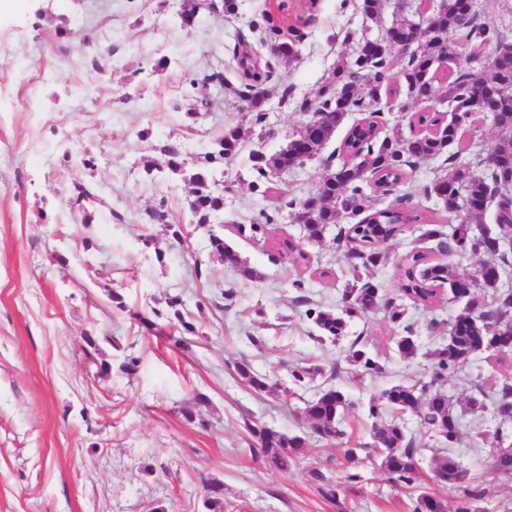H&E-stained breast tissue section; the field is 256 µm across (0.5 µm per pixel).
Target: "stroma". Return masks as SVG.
Returning <instances> with one entry per match:
<instances>
[{
	"label": "stroma",
	"mask_w": 512,
	"mask_h": 512,
	"mask_svg": "<svg viewBox=\"0 0 512 512\" xmlns=\"http://www.w3.org/2000/svg\"><path fill=\"white\" fill-rule=\"evenodd\" d=\"M237 13L200 10L184 26V0H0V512H205L206 485L224 486V512H410L412 498L376 458L317 443L285 471L271 470L249 451L246 423L310 434L303 403L293 392L295 367L319 365L310 391L333 386L354 406L348 431L369 442L371 395L388 384L429 381L424 355L400 358L397 324L376 312L353 319L336 343L315 340L308 308L340 310L348 277L347 247L306 245L307 260L279 256L274 243L299 238L290 219L265 236H238L267 202L251 188V150L271 154L309 119L304 100L349 62L347 32L380 35L397 12L385 0L379 21L366 20L356 0H317L306 10L294 0L288 15L268 22L270 0H237ZM304 15L299 58L277 59L270 46ZM269 73L271 95L262 124L250 125L243 104L218 84L202 109L191 76L220 72L244 82L241 53ZM106 64L90 70V58ZM240 129L241 149L216 165L224 186V238L261 272L245 281L209 252L208 234L188 209L190 185L164 165L161 147L176 144L194 168L214 140ZM83 147L87 168L69 154ZM326 153L275 177L282 196L313 193L325 174ZM92 185L98 201L72 208L75 184ZM166 200V223L147 212ZM181 239H174L173 228ZM208 275L196 279V266ZM234 290L232 303L222 291ZM120 293L117 308L111 293ZM180 296L193 326L179 348L141 324L164 325L166 305ZM97 340L87 350L85 336ZM384 365L381 374L346 360L354 341ZM138 357L133 374L125 355ZM247 360L274 388L257 393L236 375ZM113 366L99 371L100 362ZM512 381V362L476 357L449 375L442 388L456 400L471 382L491 387ZM465 432L449 448L485 496L478 512H512V482L492 469L489 446H474L469 426L494 431L491 413L466 417ZM360 479L336 499L317 491L313 471Z\"/></svg>",
	"instance_id": "obj_1"
}]
</instances>
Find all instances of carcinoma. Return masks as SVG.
I'll use <instances>...</instances> for the list:
<instances>
[{"mask_svg":"<svg viewBox=\"0 0 512 512\" xmlns=\"http://www.w3.org/2000/svg\"><path fill=\"white\" fill-rule=\"evenodd\" d=\"M470 14L469 25H461V16ZM491 44L496 52L491 61L457 70L449 76L443 100L452 112L446 124L437 117L420 114L409 121V132H387L377 108L381 94L392 95L390 60L392 43L383 41L375 46L360 37L350 64L336 67L321 86L318 95L307 107L311 118L297 132L295 139L302 142L314 155L335 136L351 112H366L368 116L348 127L339 145L343 161L327 169L316 194L302 200H284L274 208H262L249 224L251 236L266 234L267 227L281 220L283 209H306L303 223L304 241L318 244L331 228H336L334 241H346L354 251L348 253L349 275L344 294L345 306L339 313L328 310H307L313 316L317 335L314 339L335 342L344 335L348 320L368 313L384 311V316L402 329L396 340V352L402 358L417 354L418 346L410 343L415 335V324L407 319L406 307L384 297L381 288L370 275L374 269L390 260L384 244L396 238L409 224L422 226L421 239L438 241L448 248V261L434 262L424 250H412L397 263L402 295L416 308L433 309L443 299L455 303L456 285L464 278L471 279L467 302L460 304L452 321L445 343L426 352L432 369L431 381L423 384L398 382L371 397L369 414L371 447L375 458L393 481L413 491L412 512H425L432 495L423 490L424 482L415 462V440L407 434L403 423L393 419L380 422L384 411L398 416L416 417L421 424L451 444L461 434L464 416L490 405L502 412L495 432L490 434L476 428L472 439L477 443L501 448L511 441L512 448V383L486 388L471 386V393L463 405L444 391L439 381L450 373L465 367L477 349L488 358L501 363L512 360V251L502 247V240L512 236V197L503 190L512 187V137H499L487 149L474 147L473 156L481 171L458 161L448 154V147L461 137L466 123L477 114H495L498 123L512 125V39L478 23L476 11L470 10L469 0H441L433 10L430 25L414 46L402 75L408 97L415 100L432 99L437 93L435 65L461 50L474 51ZM226 89L245 103L250 120L260 124L265 118L264 106L268 90L255 84L238 87L226 83ZM241 132L231 129L214 140L212 150L203 153L199 165L189 175L195 186V195L189 209L193 223L207 226L216 220L224 208V191L209 186L210 165L232 160L240 151ZM428 159H439L448 165V173L436 176L423 186L428 198L460 191L454 211L456 231H443L432 213L384 205L381 199L388 193L386 186H395L411 177L416 166ZM255 180L252 188L269 197L273 194L272 170L289 171L306 161V154L288 147L268 156L261 150L249 153ZM499 195L494 221L497 230L491 236L474 239L473 225L483 223L485 210L477 203L487 196ZM212 254L242 279L255 281L260 273L242 261L238 253L224 239V228L208 231ZM482 255L475 273L466 275L457 270L451 259L466 255ZM448 287L443 293L442 287ZM348 361L368 371L382 372V366L368 353L350 348ZM236 374L254 391L271 389L268 376L253 370L246 361L234 365ZM323 375L319 366H301L292 371L297 389H306ZM353 407L343 391L322 388L314 399L305 403L304 417L311 422L317 438L342 441L349 438L345 415ZM253 437L250 453L267 467L286 470L298 458L306 456L312 446L299 434H287L264 425H247ZM429 469L433 482L456 494L454 512H473L471 504L483 496L481 485L466 478V471L455 456L440 452L432 456ZM205 505L208 512H224V489L218 483L207 487Z\"/></svg>","mask_w":512,"mask_h":512,"instance_id":"cac0c4a2","label":"carcinoma"}]
</instances>
